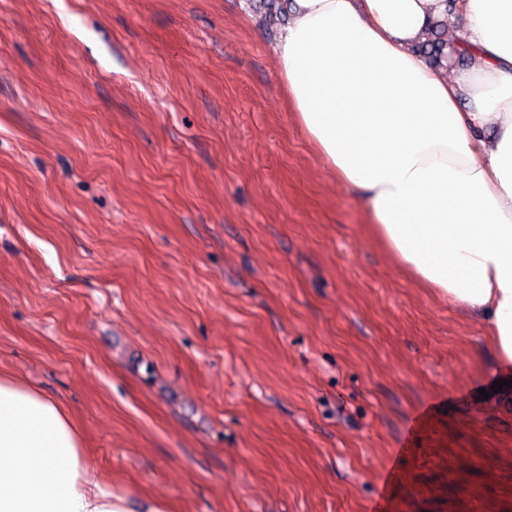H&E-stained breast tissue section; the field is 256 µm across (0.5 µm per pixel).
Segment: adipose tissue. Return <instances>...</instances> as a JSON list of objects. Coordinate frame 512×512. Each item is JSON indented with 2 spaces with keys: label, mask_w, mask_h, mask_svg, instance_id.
Listing matches in <instances>:
<instances>
[{
  "label": "adipose tissue",
  "mask_w": 512,
  "mask_h": 512,
  "mask_svg": "<svg viewBox=\"0 0 512 512\" xmlns=\"http://www.w3.org/2000/svg\"><path fill=\"white\" fill-rule=\"evenodd\" d=\"M447 17L466 70L415 53ZM288 105L373 236L486 324L512 370V0H293L275 52ZM55 397L0 373V512H128L90 479Z\"/></svg>",
  "instance_id": "adipose-tissue-1"
}]
</instances>
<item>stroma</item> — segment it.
Segmentation results:
<instances>
[{"instance_id": "obj_1", "label": "stroma", "mask_w": 512, "mask_h": 512, "mask_svg": "<svg viewBox=\"0 0 512 512\" xmlns=\"http://www.w3.org/2000/svg\"><path fill=\"white\" fill-rule=\"evenodd\" d=\"M277 0H0V370L130 512H512V384L295 124Z\"/></svg>"}]
</instances>
